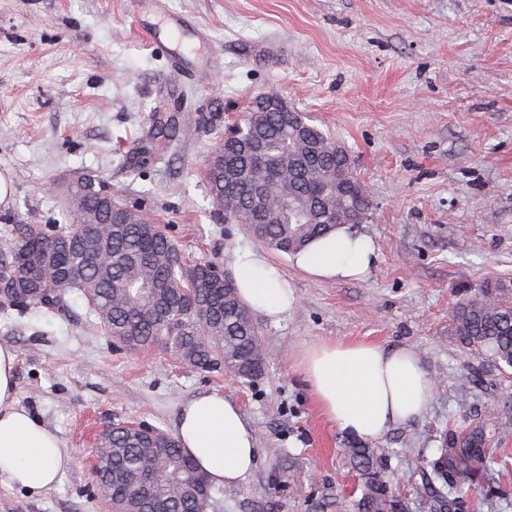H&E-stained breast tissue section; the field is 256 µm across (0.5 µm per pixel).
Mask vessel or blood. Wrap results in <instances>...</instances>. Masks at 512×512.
Returning <instances> with one entry per match:
<instances>
[{
	"label": "vessel or blood",
	"instance_id": "1",
	"mask_svg": "<svg viewBox=\"0 0 512 512\" xmlns=\"http://www.w3.org/2000/svg\"><path fill=\"white\" fill-rule=\"evenodd\" d=\"M155 21L144 26L143 31L152 48L166 49L173 67H180L182 49L171 46L170 40L180 37L192 42L195 48L207 46L209 35L190 16L168 11L164 0L154 2Z\"/></svg>",
	"mask_w": 512,
	"mask_h": 512
}]
</instances>
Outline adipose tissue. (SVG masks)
I'll return each mask as SVG.
<instances>
[{"label":"adipose tissue","mask_w":512,"mask_h":512,"mask_svg":"<svg viewBox=\"0 0 512 512\" xmlns=\"http://www.w3.org/2000/svg\"><path fill=\"white\" fill-rule=\"evenodd\" d=\"M377 259L371 240L346 224L290 257L298 271L330 281L360 278ZM234 279L242 301L268 320H280L297 303L293 284L264 252H236ZM298 360L326 418L366 439H380L392 425L421 417L435 392L419 356L408 346L319 341L304 346ZM15 363L14 351L0 345V480L40 492L56 485L71 456L53 430L19 407ZM176 436L215 484H238L255 467L253 430L239 406L221 393L183 404Z\"/></svg>","instance_id":"ef3b65f1"}]
</instances>
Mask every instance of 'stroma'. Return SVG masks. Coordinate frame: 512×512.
I'll return each instance as SVG.
<instances>
[{
    "instance_id": "obj_1",
    "label": "stroma",
    "mask_w": 512,
    "mask_h": 512,
    "mask_svg": "<svg viewBox=\"0 0 512 512\" xmlns=\"http://www.w3.org/2000/svg\"><path fill=\"white\" fill-rule=\"evenodd\" d=\"M211 36L179 76L138 36L150 0H0V225L62 221L50 184L74 171L139 203L195 260L231 271L261 249L225 223L205 171L227 127L278 94L340 145L373 210L356 225L379 257L361 280L326 282L271 259L295 286L280 323L260 320L263 374L185 368L162 346L119 349L75 299L63 315L0 313L17 399L56 431L72 465L51 489L0 484V512H106L93 496L95 439L112 424L174 432L182 403L224 393L257 438L254 470L224 488V512H352L361 480L297 365L321 339L412 347L434 380L422 418L375 446L405 512L425 459L486 416L491 469L465 472L454 512H512V373L459 336L456 308L512 282V0H166ZM172 139L154 141L159 123ZM159 160L139 162L142 147Z\"/></svg>"
}]
</instances>
